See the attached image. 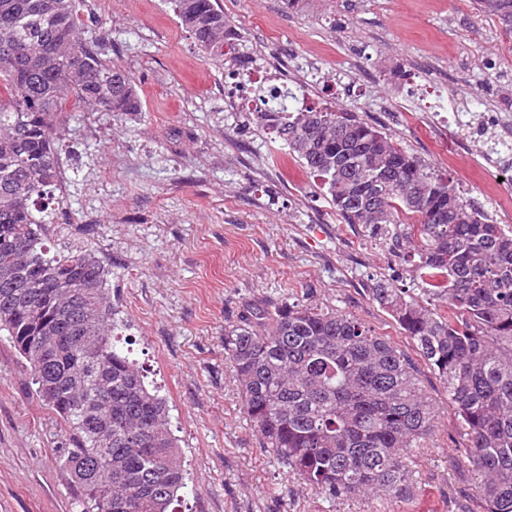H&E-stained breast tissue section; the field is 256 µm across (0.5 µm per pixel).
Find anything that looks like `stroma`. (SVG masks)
Instances as JSON below:
<instances>
[{"mask_svg":"<svg viewBox=\"0 0 512 512\" xmlns=\"http://www.w3.org/2000/svg\"><path fill=\"white\" fill-rule=\"evenodd\" d=\"M242 34L216 63L170 0H87L85 36L134 77L136 118L62 102L68 220L97 227L134 354L162 388L188 472L183 512H479L440 379L420 373L436 417L402 502L327 503L261 448L224 359V328L261 300L297 298L413 342L366 288L412 287V261L344 223L324 191L240 104V72L352 112L512 225V48L472 0H220ZM63 433L0 335V512H79L54 453Z\"/></svg>","mask_w":512,"mask_h":512,"instance_id":"35a3bbf8","label":"stroma"}]
</instances>
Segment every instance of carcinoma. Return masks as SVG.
<instances>
[{"label":"carcinoma","instance_id":"1","mask_svg":"<svg viewBox=\"0 0 512 512\" xmlns=\"http://www.w3.org/2000/svg\"><path fill=\"white\" fill-rule=\"evenodd\" d=\"M85 0H0V333L64 425L57 461L81 512H178L187 470L167 401L117 345L112 262L94 224L52 250L60 191L58 105L143 111L131 74L82 37ZM205 54L224 60L219 0H170ZM474 0L512 43V0ZM326 188L347 224L418 255L417 288L367 293L446 385L481 512H512V228L464 200L393 137L327 107L258 112ZM224 355L263 448L333 503L405 500L413 448L435 417L412 359L331 306L254 304L224 328ZM109 411H98L99 397Z\"/></svg>","mask_w":512,"mask_h":512}]
</instances>
